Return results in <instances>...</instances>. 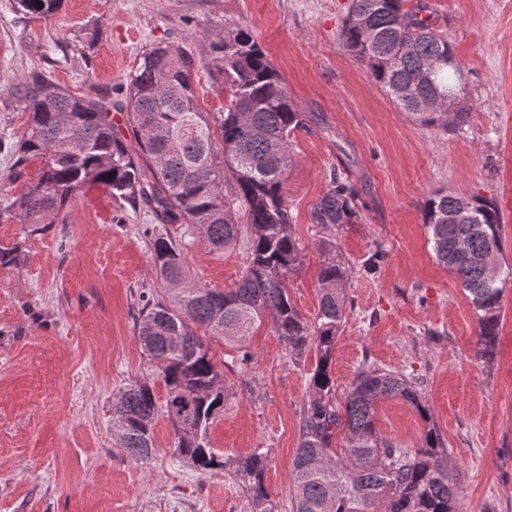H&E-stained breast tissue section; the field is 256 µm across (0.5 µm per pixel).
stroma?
Listing matches in <instances>:
<instances>
[{"label": "stroma", "instance_id": "1", "mask_svg": "<svg viewBox=\"0 0 512 512\" xmlns=\"http://www.w3.org/2000/svg\"><path fill=\"white\" fill-rule=\"evenodd\" d=\"M350 0H62L51 19L0 0V176L27 126L19 96L34 76L72 94L124 101L141 51L172 44L198 59L197 104L223 111L228 95L203 61L208 36L250 30L291 96L308 112L295 131L293 165L282 182L292 232L303 250L288 294L307 322L321 298V236L310 212L330 174L349 179L360 217L337 232L352 268L346 320L331 369L345 392L364 361L412 376L428 411L402 399L377 407L382 437L419 447L436 430L458 465L463 512H512V282L501 300L493 358L477 354L474 309L455 275L439 265L422 202L438 191L494 200L502 215L503 258L512 265V0H405L423 5L447 36L473 108L460 128L419 126L344 50L339 33ZM145 209H118L100 187L85 188L66 223L29 236L0 222V245L21 243V268H0V512H252L235 477L204 473L176 454L171 422L158 416L147 461L118 445L113 398L133 380L167 394L136 338L142 298L167 299L145 234ZM185 237L196 280L234 288L245 244L211 251L197 227ZM386 258L374 276L360 267L375 247ZM224 371V410L210 428L214 450L245 456L268 449L265 485L278 512H292L291 464L300 443L307 378L319 357L291 361L270 323L249 341L241 368L223 339L208 341Z\"/></svg>", "mask_w": 512, "mask_h": 512}]
</instances>
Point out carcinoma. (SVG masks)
I'll return each instance as SVG.
<instances>
[{
    "mask_svg": "<svg viewBox=\"0 0 512 512\" xmlns=\"http://www.w3.org/2000/svg\"><path fill=\"white\" fill-rule=\"evenodd\" d=\"M405 0H351L340 32L343 47L366 64L375 84L417 123L432 128L468 122L471 106L461 66L448 38ZM26 13L50 19L61 0H18ZM215 79L229 92L224 111L204 115L193 90L195 59L174 45L142 51L129 75L125 109L134 142L121 134L102 101L76 96L43 78L33 79L20 100L28 112L9 180L0 183V221L10 218L40 235L65 223L67 208L88 185L105 188L119 207L142 206L161 224H194L211 250L247 240V265L235 288L218 291L193 280L184 238L151 234V259L171 301L144 300L137 342L162 376L167 396L158 405L151 386L135 381L113 401L114 425L131 459L145 461L154 449L153 426L165 415L176 434L178 456L195 470L229 468L251 501L252 512H277L265 486L268 452L224 457L209 439L224 409V372L213 362L197 328L233 343L240 363L253 353L252 329L268 319L290 358L308 347L319 357L309 376V400L292 461L293 512H462L460 474L443 442L428 429L419 448H398L377 430L375 409L400 398L426 417L409 376L365 364L336 404L331 365L346 318L344 294L351 269L336 239H317L321 288L317 320L308 324L288 296V277L302 253L292 234L282 181L292 164L290 138L309 115L292 98L281 73L244 28L209 41ZM456 99L453 115L437 103ZM39 158L37 178L19 195L11 184L24 163ZM235 181L224 195V176ZM354 185L331 176L311 211L326 231L358 222ZM438 264L460 282L477 317V345L490 357L498 345L500 303L512 267L502 259L500 209L493 201L437 193L421 205ZM455 218L450 219L448 215ZM386 253L375 249L363 273L376 274ZM21 243L0 247V267L18 268ZM343 433L342 453L333 448Z\"/></svg>",
    "mask_w": 512,
    "mask_h": 512,
    "instance_id": "obj_1",
    "label": "carcinoma"
}]
</instances>
